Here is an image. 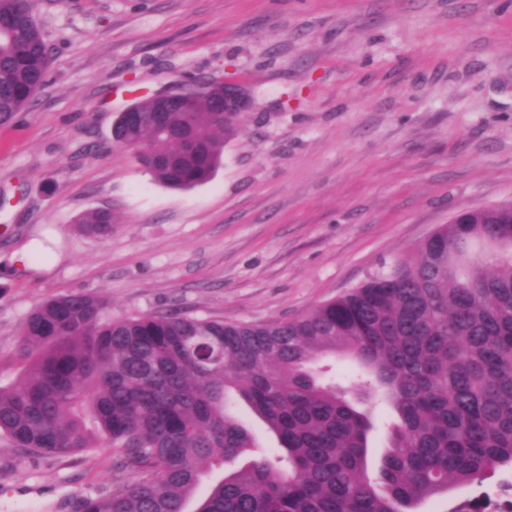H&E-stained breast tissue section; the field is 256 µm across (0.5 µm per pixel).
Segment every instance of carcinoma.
I'll use <instances>...</instances> for the list:
<instances>
[{
  "instance_id": "1",
  "label": "carcinoma",
  "mask_w": 512,
  "mask_h": 512,
  "mask_svg": "<svg viewBox=\"0 0 512 512\" xmlns=\"http://www.w3.org/2000/svg\"><path fill=\"white\" fill-rule=\"evenodd\" d=\"M0 125L44 87L49 48L30 0H0ZM119 115L116 142L140 149L159 183L212 178L245 114ZM111 211L76 219L112 235ZM103 297H51L27 317L21 377L0 385V437L62 458L115 448L137 474L76 512H420L457 485L512 468V203L467 211L411 253L302 316L226 323L166 312L114 319ZM355 361L351 401L326 361ZM246 405L274 435L265 454L236 416ZM388 451L367 474L377 405ZM234 466L195 498L214 464Z\"/></svg>"
}]
</instances>
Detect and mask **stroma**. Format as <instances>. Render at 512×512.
I'll list each match as a JSON object with an SVG mask.
<instances>
[{
	"mask_svg": "<svg viewBox=\"0 0 512 512\" xmlns=\"http://www.w3.org/2000/svg\"><path fill=\"white\" fill-rule=\"evenodd\" d=\"M48 82L0 126V380L45 299L290 321L464 209L512 202V0H32ZM242 77L253 107L207 183L112 139L134 101ZM111 210L105 239L76 218ZM115 449L0 439V512H74L131 482Z\"/></svg>",
	"mask_w": 512,
	"mask_h": 512,
	"instance_id": "35a3bbf8",
	"label": "stroma"
}]
</instances>
